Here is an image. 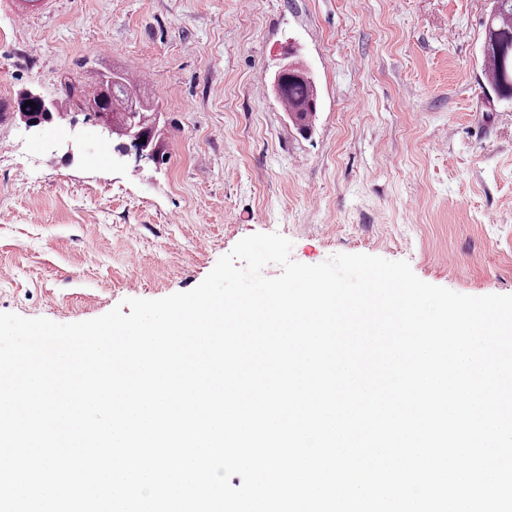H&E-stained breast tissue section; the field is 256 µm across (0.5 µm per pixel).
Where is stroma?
<instances>
[{
	"label": "stroma",
	"mask_w": 512,
	"mask_h": 512,
	"mask_svg": "<svg viewBox=\"0 0 512 512\" xmlns=\"http://www.w3.org/2000/svg\"><path fill=\"white\" fill-rule=\"evenodd\" d=\"M489 0H0V312L61 324L195 288L238 241L294 261H407L454 292L512 295V103L482 72ZM309 133L274 91L290 58ZM149 61L166 162L77 108L40 128L26 90ZM279 72L275 93L287 106L289 118L301 132L308 130L316 109V86L308 70L299 61L288 62Z\"/></svg>",
	"instance_id": "stroma-1"
}]
</instances>
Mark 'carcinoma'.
<instances>
[{
	"instance_id": "obj_1",
	"label": "carcinoma",
	"mask_w": 512,
	"mask_h": 512,
	"mask_svg": "<svg viewBox=\"0 0 512 512\" xmlns=\"http://www.w3.org/2000/svg\"><path fill=\"white\" fill-rule=\"evenodd\" d=\"M480 55L493 91L499 99L512 101V0H492ZM274 89L296 129L308 130L316 109V86L308 70L298 61L289 62L288 69L279 72ZM64 90L68 101L77 107L93 98L91 90L73 81L64 82ZM133 101L145 105L146 112L155 113L153 104L142 98L135 83L127 78L124 86L112 94L115 123L121 125L128 120Z\"/></svg>"
}]
</instances>
